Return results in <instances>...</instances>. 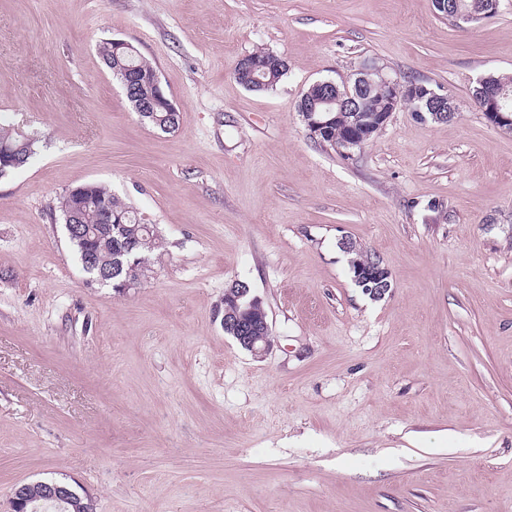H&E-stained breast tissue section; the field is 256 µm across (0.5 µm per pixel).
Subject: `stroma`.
Segmentation results:
<instances>
[{"mask_svg":"<svg viewBox=\"0 0 512 512\" xmlns=\"http://www.w3.org/2000/svg\"><path fill=\"white\" fill-rule=\"evenodd\" d=\"M112 40L154 66L174 132L136 114ZM261 49L288 70L251 90L234 69ZM368 60L454 118L314 142L301 94ZM510 73L512 0L463 27L433 0H0V123L41 139L0 178V512L45 480L93 512H512V132L471 96ZM91 182L163 240L121 295L57 208ZM238 280L265 355L224 332ZM347 253H354V260L351 261L353 274L355 277L354 268H358L356 272L355 281L359 284V286L364 287V291L366 293H370L373 297H381L385 295V293L390 288L388 279L389 273L388 271L379 264H375L369 267H363L362 265H366L368 263L380 262L376 256L371 255H362L359 254L355 245L351 243L350 251H346ZM381 263V262H380ZM372 284V285H369Z\"/></svg>","mask_w":512,"mask_h":512,"instance_id":"35a3bbf8","label":"stroma"}]
</instances>
